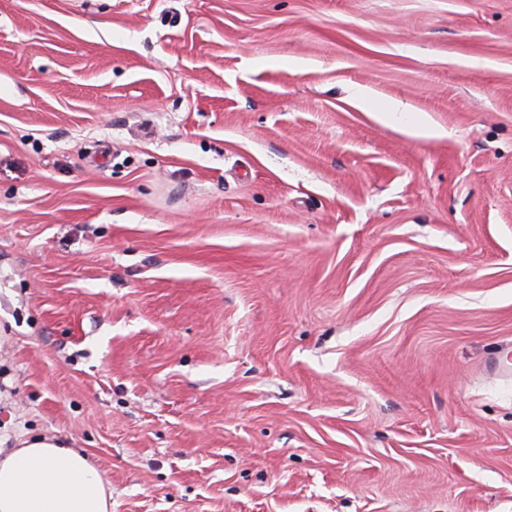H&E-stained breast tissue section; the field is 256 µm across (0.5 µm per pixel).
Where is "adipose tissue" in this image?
Here are the masks:
<instances>
[{
    "mask_svg": "<svg viewBox=\"0 0 512 512\" xmlns=\"http://www.w3.org/2000/svg\"><path fill=\"white\" fill-rule=\"evenodd\" d=\"M0 457V512H112L104 476L53 438H16Z\"/></svg>",
    "mask_w": 512,
    "mask_h": 512,
    "instance_id": "adipose-tissue-1",
    "label": "adipose tissue"
}]
</instances>
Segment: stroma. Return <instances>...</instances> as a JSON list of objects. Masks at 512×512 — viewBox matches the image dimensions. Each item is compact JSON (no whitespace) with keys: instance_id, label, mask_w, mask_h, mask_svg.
Instances as JSON below:
<instances>
[{"instance_id":"stroma-1","label":"stroma","mask_w":512,"mask_h":512,"mask_svg":"<svg viewBox=\"0 0 512 512\" xmlns=\"http://www.w3.org/2000/svg\"><path fill=\"white\" fill-rule=\"evenodd\" d=\"M511 348L512 0H0L6 446L112 512H512Z\"/></svg>"}]
</instances>
